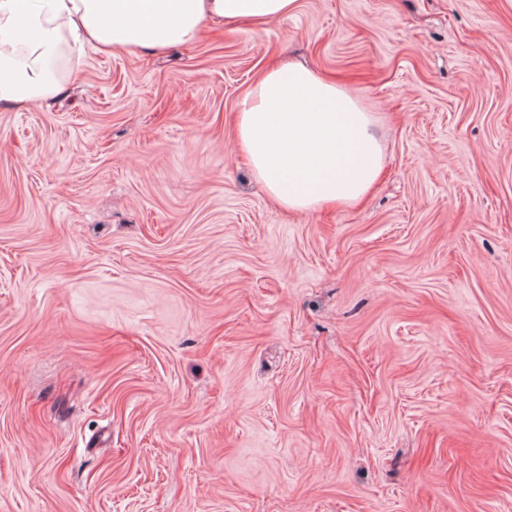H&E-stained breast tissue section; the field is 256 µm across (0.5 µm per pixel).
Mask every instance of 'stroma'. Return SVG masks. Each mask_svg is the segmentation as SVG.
Here are the masks:
<instances>
[{
    "instance_id": "35a3bbf8",
    "label": "stroma",
    "mask_w": 512,
    "mask_h": 512,
    "mask_svg": "<svg viewBox=\"0 0 512 512\" xmlns=\"http://www.w3.org/2000/svg\"><path fill=\"white\" fill-rule=\"evenodd\" d=\"M377 119L360 202L235 132L285 59ZM0 107V512H512V0H297Z\"/></svg>"
}]
</instances>
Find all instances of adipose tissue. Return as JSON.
Masks as SVG:
<instances>
[{"label":"adipose tissue","mask_w":512,"mask_h":512,"mask_svg":"<svg viewBox=\"0 0 512 512\" xmlns=\"http://www.w3.org/2000/svg\"><path fill=\"white\" fill-rule=\"evenodd\" d=\"M296 0H0V106L26 108L66 89L70 48L160 51L210 24L264 22ZM376 119L356 97L308 67L268 69L237 114L236 137L269 197L290 211L359 201L383 169Z\"/></svg>","instance_id":"ef3b65f1"}]
</instances>
